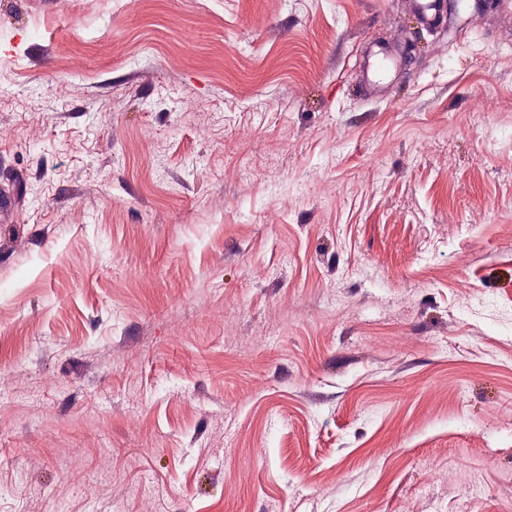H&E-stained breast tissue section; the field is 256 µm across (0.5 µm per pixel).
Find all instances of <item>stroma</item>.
Segmentation results:
<instances>
[{"instance_id":"stroma-1","label":"stroma","mask_w":512,"mask_h":512,"mask_svg":"<svg viewBox=\"0 0 512 512\" xmlns=\"http://www.w3.org/2000/svg\"><path fill=\"white\" fill-rule=\"evenodd\" d=\"M410 3L0 0V512H512V0Z\"/></svg>"}]
</instances>
